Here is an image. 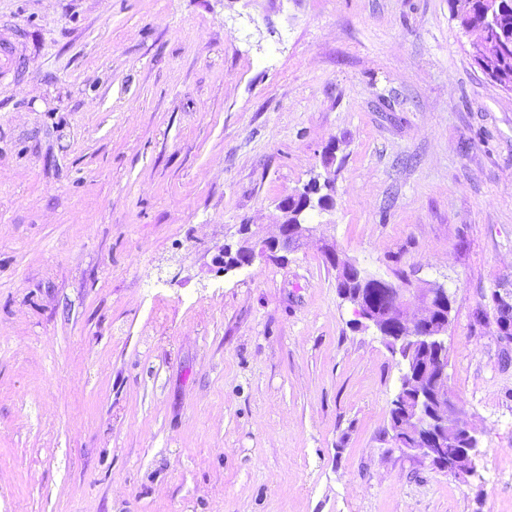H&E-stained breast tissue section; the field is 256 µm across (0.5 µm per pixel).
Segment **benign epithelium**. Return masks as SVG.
<instances>
[{
	"label": "benign epithelium",
	"instance_id": "obj_1",
	"mask_svg": "<svg viewBox=\"0 0 512 512\" xmlns=\"http://www.w3.org/2000/svg\"><path fill=\"white\" fill-rule=\"evenodd\" d=\"M279 218L276 233L266 236L243 225L244 237L232 247L226 245L216 257L219 264L227 265L226 258L235 253L232 269L253 265L261 259H279L281 254L297 250L309 238L314 227L309 224L315 207L305 200V194L297 191L282 198L277 204ZM326 262L345 279L353 274L360 277L357 293L348 298L354 307L357 327L374 328L384 339L398 341L415 339L433 353V359L441 362L448 355L443 325L437 311L448 307V288L434 284L427 288L407 287L406 281L396 283L381 277L361 274L358 265L341 257L334 244H324ZM430 370L422 367L415 373L404 375L407 379L397 392V399L409 400L406 416L416 425V433L404 435L393 431L392 441L404 453H413L438 469L456 471L459 459L442 453L447 446L448 428L469 441L470 430L459 424L461 409L448 400V375L441 371L434 381H428Z\"/></svg>",
	"mask_w": 512,
	"mask_h": 512
}]
</instances>
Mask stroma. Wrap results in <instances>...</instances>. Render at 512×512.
<instances>
[{
    "instance_id": "35a3bbf8",
    "label": "stroma",
    "mask_w": 512,
    "mask_h": 512,
    "mask_svg": "<svg viewBox=\"0 0 512 512\" xmlns=\"http://www.w3.org/2000/svg\"><path fill=\"white\" fill-rule=\"evenodd\" d=\"M0 44V512H512L476 319L512 283V92L449 0H0ZM315 176V238L216 264ZM325 240L447 286L471 476L394 448L401 358Z\"/></svg>"
}]
</instances>
